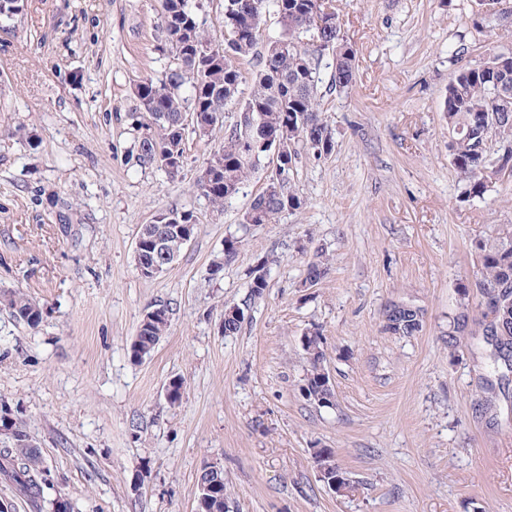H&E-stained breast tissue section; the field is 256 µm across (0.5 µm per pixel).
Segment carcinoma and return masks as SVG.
<instances>
[{"label":"carcinoma","mask_w":512,"mask_h":512,"mask_svg":"<svg viewBox=\"0 0 512 512\" xmlns=\"http://www.w3.org/2000/svg\"><path fill=\"white\" fill-rule=\"evenodd\" d=\"M277 13L281 32L278 38L266 42L259 55L258 69L253 74V86L247 98L238 102L243 80L242 65L256 55L262 33L266 9ZM323 10V0H224V26L229 36L239 33L241 41L224 44L222 48L208 46L201 23L189 8L188 0H164L162 27L167 41L175 43L184 66H179L167 77L156 82L145 79L136 86V95L144 112L149 114L153 133L140 141L143 161L163 170L170 178L181 175L185 160V127L179 118L186 111L184 100L178 94L183 82L192 89L191 111L203 118L212 113H226L227 106L240 103L238 112H252L262 120V126L277 131L284 121L291 122L288 141L302 146L320 158L329 155L335 147L333 133L320 111L319 68L312 61L313 49L333 51L341 44V23L329 28L313 26V16ZM505 56L507 64L499 71L485 64L466 63L460 66L448 83L444 108L448 127L468 135L466 142L448 145L452 163L464 182V195L481 198L496 182V168L512 162V47L500 46L493 50ZM356 50L345 46L334 67L332 85L338 90L349 87L356 75ZM509 91V101L497 99ZM246 142L234 129L224 136V145L208 159V187L201 193L217 207L239 194L244 183L258 166L245 162ZM274 175L267 177L262 191L256 194L246 213L256 224H271L284 212L297 211L303 200L290 184L276 191ZM472 249L478 254L480 266L468 288H476L487 298L486 308L492 319L479 323L481 336H495L497 341L486 343L491 370L505 379L512 373V236L494 242L475 238ZM237 253L234 241L224 245L222 258L213 261L211 272L216 276L231 263ZM0 304L7 307L18 322L35 328L42 319L37 304L20 291L0 295ZM245 320V309L236 305L224 309V334L240 331ZM169 326L168 311L154 321L141 322L134 341L137 357L149 354ZM420 310L392 306L386 315L385 329L403 336L422 330ZM309 369L303 379L310 395L324 393L318 362L325 353L319 332L304 345ZM315 462L325 476L335 472L334 454L330 448L315 451ZM44 461L39 449L28 439L12 441L0 449V474L16 485L20 492L38 506L42 497L41 485ZM217 483L213 491L210 512H228L224 496V473L211 479L202 472L198 487L207 481Z\"/></svg>","instance_id":"cac0c4a2"}]
</instances>
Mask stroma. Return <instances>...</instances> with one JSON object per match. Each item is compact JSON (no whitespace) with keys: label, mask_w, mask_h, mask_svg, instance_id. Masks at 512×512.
<instances>
[{"label":"stroma","mask_w":512,"mask_h":512,"mask_svg":"<svg viewBox=\"0 0 512 512\" xmlns=\"http://www.w3.org/2000/svg\"><path fill=\"white\" fill-rule=\"evenodd\" d=\"M357 52L353 83L331 85L320 56L331 155L301 151L290 173L303 207L272 224L242 215L266 182L256 170L215 208L195 180L224 141L186 130L172 180L140 157L147 116L136 85L177 67L161 0H26L0 17V292L39 304L38 327L0 308V409L44 460L40 510L0 476L14 512H195L197 480L224 468L230 512H512V384L499 387L481 336L449 347L457 313L477 320L472 239L512 233V179L468 199L448 151L443 103L462 64L512 45V22L472 0H324ZM193 212L196 231L156 279L141 278V225ZM234 261L211 266L226 240ZM328 275L303 281L316 253ZM263 297L225 335V307ZM421 310L412 336L385 330L390 306ZM169 329L142 360L144 315ZM319 329L334 400L302 391V346ZM186 390L170 406L165 388ZM493 395L492 410L478 400ZM329 448L353 491L321 480Z\"/></svg>","instance_id":"35a3bbf8"}]
</instances>
